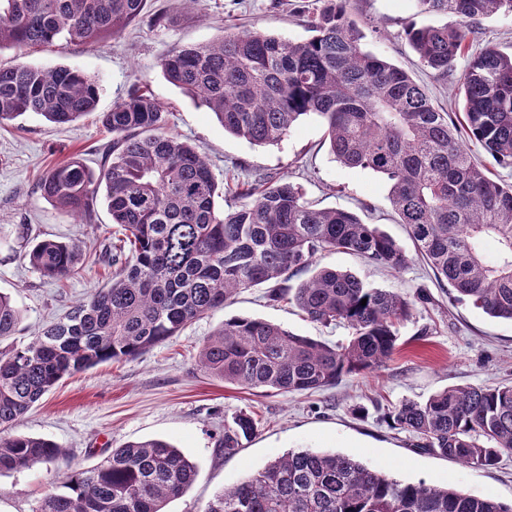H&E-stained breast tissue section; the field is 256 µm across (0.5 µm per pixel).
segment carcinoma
I'll return each mask as SVG.
<instances>
[{"mask_svg": "<svg viewBox=\"0 0 512 512\" xmlns=\"http://www.w3.org/2000/svg\"><path fill=\"white\" fill-rule=\"evenodd\" d=\"M295 42L252 31L180 46L160 63L164 78L207 106L224 131L254 145L283 141L304 116L318 117L334 158L390 185V200L415 251L457 302L512 321V184L490 178L473 157L475 141L512 165V55L486 46L463 73L462 118L436 109L403 69L364 48L351 0H322ZM426 13L453 14L457 27L421 26L408 39L433 77L448 81L468 47L470 25L512 0H418ZM146 0H0V49L59 40L93 47L144 15ZM99 84L67 66L0 65V125L35 113L70 125L94 112ZM112 135L99 172L80 159L41 178L42 195L71 213L90 209L99 189L119 237L112 283L98 288L25 344L0 356V473L48 465L65 454L53 441L8 433L62 379L101 363L128 360L220 309L240 291L274 282L308 319L341 323L345 343L328 344L278 324L235 317L208 336L198 366L226 383L281 393L321 390L383 367L393 356L411 303L350 271L316 269L317 254L346 251L395 272L410 263L391 236L355 213L316 209L287 181L243 185L240 203L216 207L219 183L207 159L166 130L167 112L141 87L100 114ZM498 243L490 261L482 242ZM80 242L42 240L26 254L42 276L63 280ZM366 305H361L362 299ZM22 313L0 293V338ZM418 447L467 466L491 468L512 454V386H450L424 402L405 400L384 416ZM239 412L224 422L219 447L230 456L257 432ZM197 468L162 439L131 442L76 470L65 491L34 512H165ZM204 512H512L463 490L405 483L340 453L290 451L224 490Z\"/></svg>", "mask_w": 512, "mask_h": 512, "instance_id": "1", "label": "carcinoma"}]
</instances>
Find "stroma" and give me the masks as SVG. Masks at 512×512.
Returning <instances> with one entry per match:
<instances>
[{
	"label": "stroma",
	"mask_w": 512,
	"mask_h": 512,
	"mask_svg": "<svg viewBox=\"0 0 512 512\" xmlns=\"http://www.w3.org/2000/svg\"><path fill=\"white\" fill-rule=\"evenodd\" d=\"M321 5V0H197L193 5L147 0L142 20L93 47L61 40L23 52L0 49V64L64 65L95 77L100 87L96 113L75 124L59 126L29 113L0 127V292L23 314L16 334L0 339V352L27 342L32 332L111 282L106 251L116 226L104 204H94L77 218L45 199L38 183L47 169L74 156L97 166L96 150L109 139L99 113L110 111L139 85L164 106L168 132L206 155L219 182L289 180L316 207L354 212L411 252L410 264L399 273L342 251L316 257L319 265L354 272L411 302L393 358L379 370L316 392L280 393L224 383L200 369L197 353L227 318L263 319L329 343L349 336L344 326L310 321L288 301L269 300L268 285L250 288L149 351L66 377L45 395L15 431L52 440L65 454L50 465L0 474V512H33L46 494L61 491L70 471L90 468L126 443L153 438L171 442L197 466L194 483L168 504L167 512H203L225 487L301 449L343 453L405 482L512 501V455L492 469L465 466L418 449L411 434L384 420L387 410L401 401H423L454 385H512V322L452 300L450 288L438 283L427 263L414 255L390 202L387 181L337 162L316 117L302 118L281 144L254 145L225 132L213 113L185 97L161 72V59L174 47L205 44L230 31L306 40V20ZM350 12L366 34L368 50L407 71L435 107L461 113L455 89L466 57L456 60L447 82H438L406 36L411 26H453L457 17L424 12L417 0H353ZM488 45L512 54V11L477 23L469 49L476 52ZM47 238L80 240L81 256L68 279L49 280L27 262L28 250ZM241 411L256 416L260 426L228 457L218 446L224 421Z\"/></svg>",
	"instance_id": "1"
}]
</instances>
